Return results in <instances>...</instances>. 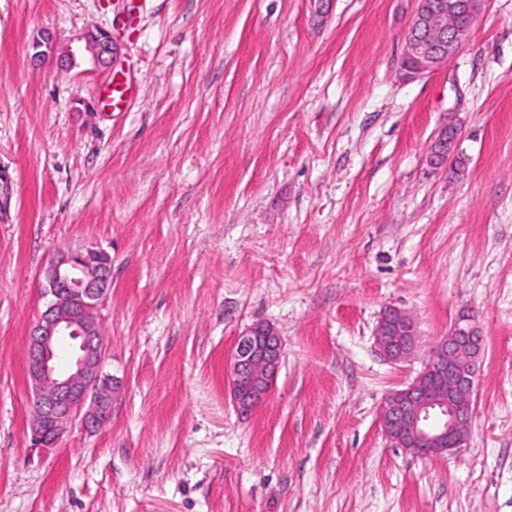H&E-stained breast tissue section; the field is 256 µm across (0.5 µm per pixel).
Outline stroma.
I'll return each mask as SVG.
<instances>
[{
    "mask_svg": "<svg viewBox=\"0 0 512 512\" xmlns=\"http://www.w3.org/2000/svg\"><path fill=\"white\" fill-rule=\"evenodd\" d=\"M417 0H0V512H512V0L404 79ZM111 32L90 56L33 63ZM137 86L123 111L113 73ZM460 128L466 168L427 160ZM112 257L115 393L100 428L31 447L27 336L61 248ZM410 312L413 356L374 329ZM483 339L466 442L413 455L379 413L460 312ZM283 354L251 413L229 358ZM85 48L99 64L110 66L113 58L112 34L102 29H90L84 36ZM374 336L377 349L383 358L399 363L414 352L417 329L413 318L407 312L387 307L379 317ZM281 357V338L271 325L255 324L238 337L231 357V395L240 412L251 411L268 396Z\"/></svg>",
    "mask_w": 512,
    "mask_h": 512,
    "instance_id": "stroma-1",
    "label": "stroma"
}]
</instances>
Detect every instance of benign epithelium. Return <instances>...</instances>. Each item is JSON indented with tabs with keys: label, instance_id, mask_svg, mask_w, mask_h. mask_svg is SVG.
I'll list each match as a JSON object with an SVG mask.
<instances>
[{
	"label": "benign epithelium",
	"instance_id": "7a95c632",
	"mask_svg": "<svg viewBox=\"0 0 512 512\" xmlns=\"http://www.w3.org/2000/svg\"><path fill=\"white\" fill-rule=\"evenodd\" d=\"M484 0H418L405 38L404 57L412 65L403 77L414 79L448 63L468 32L459 16H478ZM85 48L95 61L110 66L112 34L90 29ZM37 63L55 50L45 32L32 44ZM463 155L458 129L440 127L431 139L430 162L442 167ZM112 287V258L94 248H62L44 270L45 309L31 328L26 346V372L32 387L31 434L39 448L51 450L71 425L102 426L112 405V379L102 374L104 337L98 307ZM379 353L399 363L414 352L417 329L405 311L387 307L374 330ZM68 337L77 344L71 371L56 370L57 342ZM482 337L469 315L461 313L436 343L416 378L385 403L380 424L396 446L410 449L420 441L428 454L441 455L465 440L473 412L474 383L481 368ZM282 357V342L274 327L255 324L238 337L232 353L231 395L238 410L247 413L269 394Z\"/></svg>",
	"mask_w": 512,
	"mask_h": 512
}]
</instances>
